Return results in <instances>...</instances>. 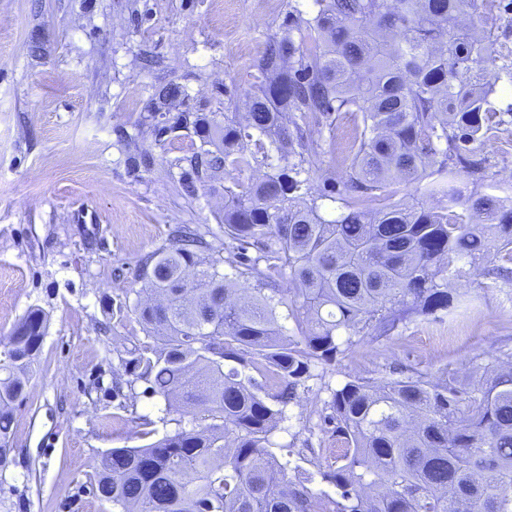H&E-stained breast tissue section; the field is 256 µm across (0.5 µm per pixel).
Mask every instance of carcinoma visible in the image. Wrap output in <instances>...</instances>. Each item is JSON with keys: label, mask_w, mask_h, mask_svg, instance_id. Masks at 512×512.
Here are the masks:
<instances>
[{"label": "carcinoma", "mask_w": 512, "mask_h": 512, "mask_svg": "<svg viewBox=\"0 0 512 512\" xmlns=\"http://www.w3.org/2000/svg\"><path fill=\"white\" fill-rule=\"evenodd\" d=\"M315 4L313 16L288 13L267 41L244 118L185 110L157 128L193 126L203 147L186 161L200 180L263 174L224 187L227 257L182 226L139 265L133 310L146 340L129 351L126 384H148L176 429L102 454L95 489L116 512H512L511 360L463 381L446 371L351 377L327 402L340 444L331 460L308 472L292 465L291 446L271 451L315 362L372 332L442 318L459 303L450 291L459 263L482 262V275L497 277L508 271L497 259L512 256V205L501 198L438 184L427 194L443 204H404L392 189L453 164L480 169L469 155L500 124L498 83L512 86L486 29L500 0ZM182 97L171 83L153 111ZM347 117L349 174L315 197L323 160L309 135L325 129L333 144ZM324 200L340 204L335 218ZM47 321L32 308L0 339V457ZM317 476L336 497L313 491Z\"/></svg>", "instance_id": "cac0c4a2"}]
</instances>
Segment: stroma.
Instances as JSON below:
<instances>
[{"label": "stroma", "instance_id": "stroma-1", "mask_svg": "<svg viewBox=\"0 0 512 512\" xmlns=\"http://www.w3.org/2000/svg\"><path fill=\"white\" fill-rule=\"evenodd\" d=\"M311 0H0V338L29 309L48 316L23 400L14 406L13 450L0 470V512H113L95 492L107 450L144 445L139 416L164 403L144 384L114 393L123 362L144 333L131 309L141 260L169 247L177 224L214 228L224 189L249 172L187 181L184 157L201 146L194 129L156 136V90L183 86L187 104L224 113L244 97L266 41L289 10ZM502 123L475 152L483 168L456 166L461 196L512 199V93L498 95ZM351 123L311 183L343 181ZM454 286L461 315L416 320L368 336L334 361L318 362L274 436L303 453L336 435L323 418L331 389L391 365L463 376L512 354V283L463 265Z\"/></svg>", "mask_w": 512, "mask_h": 512}]
</instances>
